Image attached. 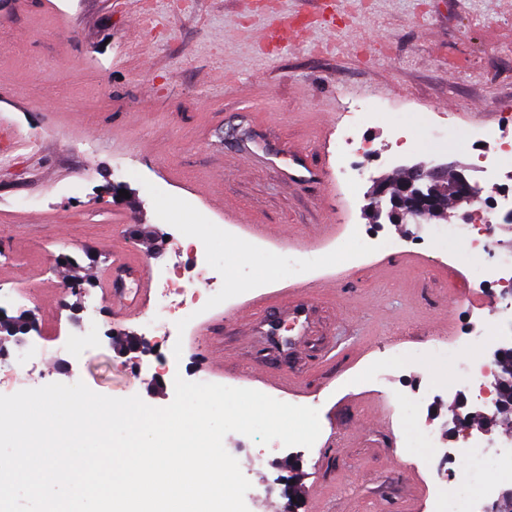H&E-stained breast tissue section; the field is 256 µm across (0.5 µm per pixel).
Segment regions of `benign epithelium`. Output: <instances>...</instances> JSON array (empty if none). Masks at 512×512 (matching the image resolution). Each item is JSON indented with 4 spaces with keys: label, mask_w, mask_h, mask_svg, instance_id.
<instances>
[{
    "label": "benign epithelium",
    "mask_w": 512,
    "mask_h": 512,
    "mask_svg": "<svg viewBox=\"0 0 512 512\" xmlns=\"http://www.w3.org/2000/svg\"><path fill=\"white\" fill-rule=\"evenodd\" d=\"M478 196L464 170L420 162L405 168L396 182L377 183L367 211L377 224H418L422 218L447 219L451 205L471 204Z\"/></svg>",
    "instance_id": "obj_1"
}]
</instances>
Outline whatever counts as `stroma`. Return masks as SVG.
Returning a JSON list of instances; mask_svg holds the SVG:
<instances>
[{"label":"stroma","mask_w":512,"mask_h":512,"mask_svg":"<svg viewBox=\"0 0 512 512\" xmlns=\"http://www.w3.org/2000/svg\"><path fill=\"white\" fill-rule=\"evenodd\" d=\"M142 0H24L0 11V130L7 131L9 165H0V302L8 315L55 322L40 339L37 367H14L13 391L50 383L84 382L116 398L139 396L153 407L174 398L158 368V340L174 335L176 370L190 382H210L190 352L188 331L160 321L153 310L133 320L114 318L99 279L115 252L131 250L147 276L170 264L172 231L220 224L223 240L198 239L224 267L226 245L247 257L224 279L226 306L263 298L257 315L225 316L226 386L236 371L257 368L251 389L319 411L313 448H274L227 434L251 488L249 512H285L287 485L299 491L298 512L312 498L331 512H429L440 456L416 441L419 422L455 451L451 468L465 470V441L455 414L484 411L491 424L472 433L512 439V413L479 406L451 387L430 398L421 417L412 404L426 385H441L451 369L448 339L466 327H497L501 289L489 301L449 290L440 263L466 277L484 258L453 248L443 254L421 225L375 224L364 212L375 181L396 178L400 166L428 160V125L507 131L512 115V5L507 0H152L153 22H133ZM308 24L309 37L288 48L258 49L252 38L269 17ZM368 91L379 106L358 131V146L338 147L339 133L321 139L324 115L344 125L352 93ZM262 146L307 148L326 178L297 187L281 171L238 151L243 134ZM369 161L350 184L342 165ZM176 199L177 207L166 204ZM127 214L116 225L112 216ZM296 238L332 224L325 242L285 248L248 234L237 219ZM382 250L344 268L332 256L365 236ZM273 268L276 279L261 282ZM84 282L98 306L95 332L77 333L76 296ZM308 289L314 329L304 349L289 353L293 336L278 300ZM273 326L275 340L259 336ZM140 351H126L130 337ZM388 362L375 382L371 366ZM299 373L297 395L267 389L266 380Z\"/></svg>","instance_id":"obj_1"}]
</instances>
